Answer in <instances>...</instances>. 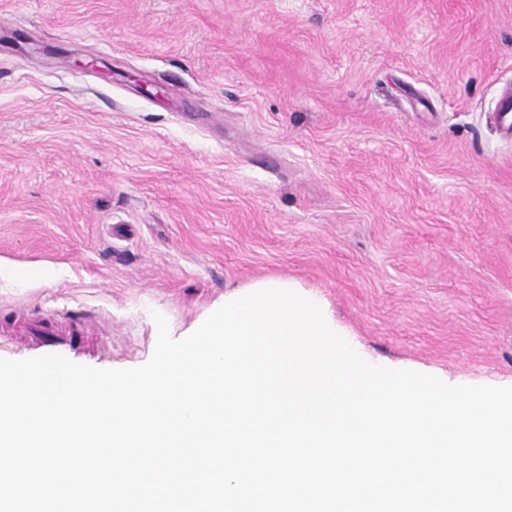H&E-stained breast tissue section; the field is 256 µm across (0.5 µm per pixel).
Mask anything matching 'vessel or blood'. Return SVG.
<instances>
[{"instance_id": "obj_1", "label": "vessel or blood", "mask_w": 512, "mask_h": 512, "mask_svg": "<svg viewBox=\"0 0 512 512\" xmlns=\"http://www.w3.org/2000/svg\"><path fill=\"white\" fill-rule=\"evenodd\" d=\"M494 118L503 133L512 134V85L500 89ZM95 330L96 326L90 320L74 317L63 322L53 316H28L23 320L26 344L30 349L42 355L57 353L70 359L84 350L88 337Z\"/></svg>"}]
</instances>
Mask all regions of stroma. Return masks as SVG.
<instances>
[{
	"label": "stroma",
	"mask_w": 512,
	"mask_h": 512,
	"mask_svg": "<svg viewBox=\"0 0 512 512\" xmlns=\"http://www.w3.org/2000/svg\"><path fill=\"white\" fill-rule=\"evenodd\" d=\"M512 0H0V312L151 357L275 278L367 362L512 385ZM494 118L497 127L505 134H512V85L502 87L497 95Z\"/></svg>",
	"instance_id": "stroma-1"
}]
</instances>
